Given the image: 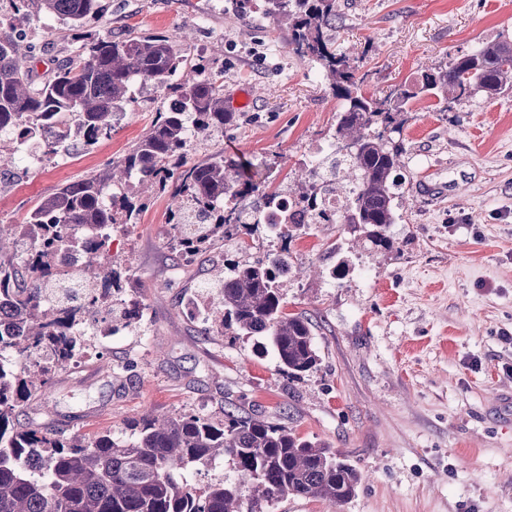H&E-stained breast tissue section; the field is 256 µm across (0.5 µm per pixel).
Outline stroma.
<instances>
[{"label": "stroma", "instance_id": "35a3bbf8", "mask_svg": "<svg viewBox=\"0 0 512 512\" xmlns=\"http://www.w3.org/2000/svg\"><path fill=\"white\" fill-rule=\"evenodd\" d=\"M103 2L109 24L86 37L186 31L191 58L223 71L225 93L250 87L258 121L200 140L188 163L219 149L243 155L276 186L328 135L336 102L284 29L242 21L224 0ZM338 2L337 45L381 96L477 40L512 41V0ZM21 26L52 56L75 49L67 26L36 9ZM169 102L145 86L110 138L36 170L0 163V223H23L40 198L124 155ZM402 136L407 207L392 250L348 252L350 271L336 280L329 249L349 242L347 226L314 224L293 243L299 265L323 270L282 285L286 313L314 325L316 370L288 378L273 354L256 355L254 338L201 330L185 302L240 252L226 239L201 259H174L168 198L150 190L137 226L111 243L131 269L123 297L139 303L137 322L61 370L25 403L27 422L92 434L150 411L219 419L236 407L330 444L362 476L341 510L290 498L270 512H512V94L419 99Z\"/></svg>", "mask_w": 512, "mask_h": 512}]
</instances>
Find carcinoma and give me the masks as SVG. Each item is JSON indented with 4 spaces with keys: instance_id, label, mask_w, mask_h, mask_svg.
Returning <instances> with one entry per match:
<instances>
[{
    "instance_id": "cac0c4a2",
    "label": "carcinoma",
    "mask_w": 512,
    "mask_h": 512,
    "mask_svg": "<svg viewBox=\"0 0 512 512\" xmlns=\"http://www.w3.org/2000/svg\"><path fill=\"white\" fill-rule=\"evenodd\" d=\"M10 2L20 12L32 5L62 21L79 42L73 56L60 61L0 28V137L13 151L32 145L48 161L111 137L138 86L168 91L174 105L157 110L145 135L105 171L46 196L24 223L0 225V354L24 360L17 366L0 358V512H268L288 498H320L331 507L349 501L362 480L355 467L329 446L241 409L222 420L148 413L92 436L21 423L20 407L86 348L73 328L99 313L97 289L112 295L130 272L122 263H94L93 257L108 256L110 239L80 240L73 228L138 223L143 203L133 187L150 184L169 198L171 249L184 260L226 235L252 231L233 221L226 204L260 195L282 221L268 228L283 229L288 243L300 225L290 223L285 198L314 212L317 223L346 224L360 232L357 241L390 251L389 227L402 219L405 203L399 174L407 152L399 137L404 113L424 96L460 101L512 93V42L480 40L381 98L364 89L359 61L336 49L343 23L336 0H262V17L286 26L288 46L316 64L337 100L328 140L347 151L322 160L318 183L306 169L294 186L272 188L254 163L222 151L187 165L191 137L222 134L246 113L227 111L224 84L190 64L177 39L130 30L85 42L84 28L103 17L101 0ZM44 60L51 78L38 83L34 68ZM350 183L358 185L354 195L345 193ZM329 196L340 198L339 213L327 209ZM68 246L87 258L79 272L59 263ZM294 269L285 247L237 262L224 269L212 309L222 326L256 337L257 355L272 352L281 369L298 378L316 369L320 357L310 319L284 311L280 283ZM226 457L235 481L221 478L201 492L192 486L198 466Z\"/></svg>"
}]
</instances>
